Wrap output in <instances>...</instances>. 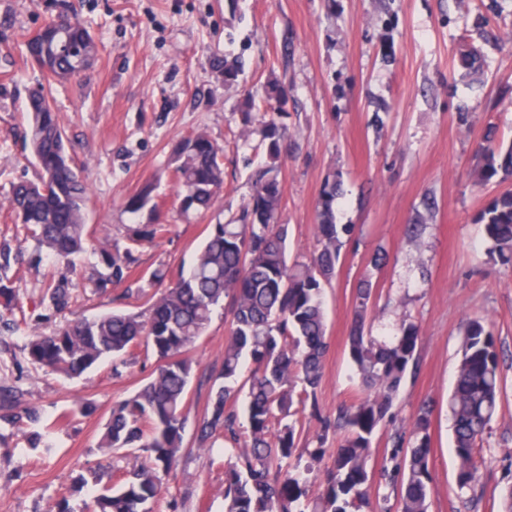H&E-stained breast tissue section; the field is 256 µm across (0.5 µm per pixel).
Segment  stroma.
I'll list each match as a JSON object with an SVG mask.
<instances>
[{
  "instance_id": "1",
  "label": "stroma",
  "mask_w": 512,
  "mask_h": 512,
  "mask_svg": "<svg viewBox=\"0 0 512 512\" xmlns=\"http://www.w3.org/2000/svg\"><path fill=\"white\" fill-rule=\"evenodd\" d=\"M66 11L99 41L94 67L53 84L50 97L89 187L86 218L95 240L64 261L16 224L13 184L37 180L23 141L29 89L41 78L26 56V39ZM485 60L483 75L459 63L466 48ZM245 61L236 83L218 80L214 55ZM276 80L290 92L288 152L280 162L279 223L288 227L289 263L317 249V203L340 178L336 221L355 234L323 291L329 348L319 392L323 415H335L363 394L347 355L356 288L370 276L375 295L367 323L375 335L400 320L420 329L418 371L407 377L376 432L370 465L380 469L395 430L409 427L431 402L429 512H502L512 485V263H503L476 217L512 179L477 186L476 148L487 128L512 141V0H0V240L22 255L14 268L19 302L13 331L0 332V386L39 408L50 452L29 451V426L0 422V512H73L91 502L93 486L76 488L89 468L116 485L131 459L103 456L98 444L113 404L137 390L155 365L136 349L126 367L103 362L76 379L26 363L34 333L108 311L130 310L131 291H156L155 269L190 267L206 225L236 220L253 193L251 174L266 160L261 102ZM205 132L223 147L224 189L204 213L184 211L172 175L180 139ZM153 185L168 230L139 248L128 277L99 293L93 285L97 242L125 247L126 228L149 222L126 199ZM381 264H374L375 256ZM68 276L70 307L50 316L40 304L45 284ZM493 333L504 377L491 429L476 448L473 490L456 485L448 393L467 319ZM229 323L216 311L189 351L193 361L185 448L154 512H224V465L237 451L215 438L194 442L224 351ZM93 408L77 414L79 404Z\"/></svg>"
}]
</instances>
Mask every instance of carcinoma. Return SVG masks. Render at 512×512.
<instances>
[{
    "instance_id": "carcinoma-1",
    "label": "carcinoma",
    "mask_w": 512,
    "mask_h": 512,
    "mask_svg": "<svg viewBox=\"0 0 512 512\" xmlns=\"http://www.w3.org/2000/svg\"><path fill=\"white\" fill-rule=\"evenodd\" d=\"M27 54L47 83L81 77L99 51V42L75 18L60 13L26 41ZM210 67L224 83L237 81L243 62L213 56ZM266 100L275 116L265 122L268 163L254 172L253 193L239 224H211L207 240L189 270H158L153 278L169 284L146 298L143 312H112L67 323L48 335H36L26 345L28 363L78 378L101 361L112 359L114 372L127 364L139 346L152 352L157 364L143 385L112 407L100 449L119 452L136 463L120 484L107 485L93 497L92 512H152L165 480L178 466L186 416L183 408L193 371L188 349L204 334L212 314L224 310L230 330L224 354L201 418L199 446L220 434L224 442L240 440L236 403L244 361L252 365L244 414L249 444L224 470L225 512H365L371 508L368 486L373 437L388 417L398 391L415 373L421 336L413 323H402L387 341L366 332L373 284L364 278L353 306L348 358L365 395L339 410L335 419H319L318 447L301 448L303 428L298 417L318 410L328 342L322 306L324 283L340 261L344 239L353 226L336 223V199L341 182L325 186L317 204L319 249L309 263L288 265V228L275 222L282 196L278 178L284 127L276 120L288 100V88L271 84ZM26 139L39 168L35 181L14 185L10 207L18 223L39 245L58 259L83 252L90 231L86 224L87 192L80 172L72 166L65 133L45 86L29 89ZM481 160L477 183L504 181L512 176V143L498 144L489 128L478 143ZM222 149L206 134L181 141L174 150V174L187 209L206 211L224 188ZM149 208V224L127 227L124 249L102 242L94 286L101 292L128 276L133 251L167 232L153 189L147 185L128 197L126 209L136 214ZM480 223L499 258L512 262V190L492 198L481 210ZM18 255L0 242V309L16 301L9 276ZM71 282L61 277L42 296L45 309L58 313L69 307ZM503 390L496 340L484 321L467 322L454 386L448 394L458 489L472 488L476 478L475 449L488 433ZM23 394L0 387V418L17 424L39 422L36 409ZM432 404L419 407L410 432L394 434L391 451L378 484L394 494L397 512H428ZM345 432L334 448L324 447L329 434ZM332 460L325 485L308 499L305 472L324 457Z\"/></svg>"
}]
</instances>
